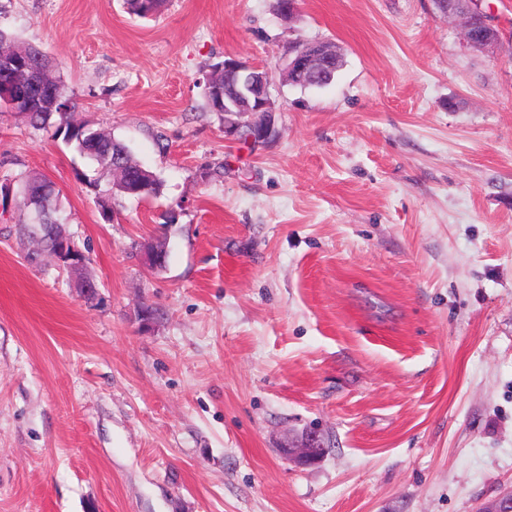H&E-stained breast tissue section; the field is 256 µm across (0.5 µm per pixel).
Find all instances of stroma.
<instances>
[{"label":"stroma","mask_w":512,"mask_h":512,"mask_svg":"<svg viewBox=\"0 0 512 512\" xmlns=\"http://www.w3.org/2000/svg\"><path fill=\"white\" fill-rule=\"evenodd\" d=\"M480 5L491 54L432 0H0L73 120L163 181L104 219L89 162L0 115V512H478L512 488V0ZM317 40L341 68L291 85L284 48ZM228 55L271 73L266 145L206 106ZM30 172L95 295L29 260L1 189ZM307 431L304 466L283 448ZM318 438L315 434L307 435L302 443H289L286 448L288 458L301 465H310L320 458V449L316 447Z\"/></svg>","instance_id":"35a3bbf8"}]
</instances>
